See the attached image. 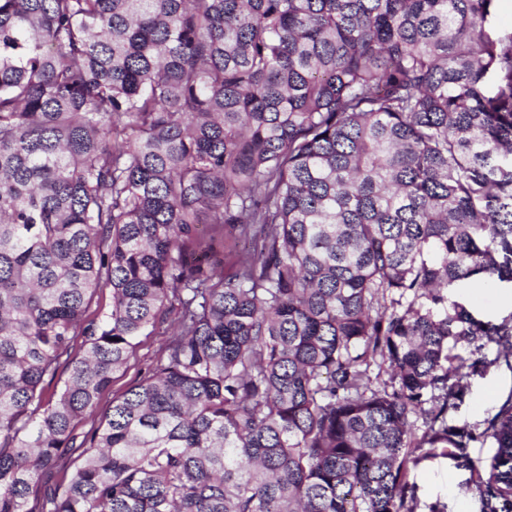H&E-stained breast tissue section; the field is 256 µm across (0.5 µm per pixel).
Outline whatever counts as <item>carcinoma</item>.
<instances>
[{
  "mask_svg": "<svg viewBox=\"0 0 512 512\" xmlns=\"http://www.w3.org/2000/svg\"><path fill=\"white\" fill-rule=\"evenodd\" d=\"M494 2L0 0V512H414L409 464L481 437L512 512V393L448 426L512 361L457 299L512 287ZM167 306L169 307L167 322L159 325L150 336L141 338V342L127 367L115 375L111 385L104 392L100 401V408L111 404L113 396L125 392L144 374L146 369L154 365L159 359L162 347L171 337L173 322L177 318L179 302L176 295H170ZM511 390L512 369L505 362L492 368L483 377L471 378L462 405L448 412V426L464 427L475 434L480 433L484 426L479 424L498 410Z\"/></svg>",
  "mask_w": 512,
  "mask_h": 512,
  "instance_id": "carcinoma-1",
  "label": "carcinoma"
}]
</instances>
